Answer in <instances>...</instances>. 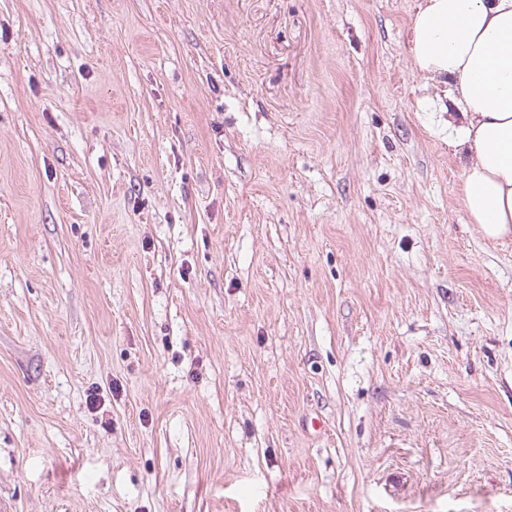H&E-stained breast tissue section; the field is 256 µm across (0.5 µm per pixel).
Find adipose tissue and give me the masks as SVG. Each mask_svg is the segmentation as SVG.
<instances>
[{
	"mask_svg": "<svg viewBox=\"0 0 512 512\" xmlns=\"http://www.w3.org/2000/svg\"><path fill=\"white\" fill-rule=\"evenodd\" d=\"M412 64L448 85L469 158L462 203L486 239L512 236V0H420Z\"/></svg>",
	"mask_w": 512,
	"mask_h": 512,
	"instance_id": "adipose-tissue-1",
	"label": "adipose tissue"
}]
</instances>
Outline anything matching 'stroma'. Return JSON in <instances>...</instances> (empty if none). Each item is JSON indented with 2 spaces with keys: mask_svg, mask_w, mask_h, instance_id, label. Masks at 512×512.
<instances>
[{
  "mask_svg": "<svg viewBox=\"0 0 512 512\" xmlns=\"http://www.w3.org/2000/svg\"><path fill=\"white\" fill-rule=\"evenodd\" d=\"M418 3L0 0L10 512H512V237Z\"/></svg>",
  "mask_w": 512,
  "mask_h": 512,
  "instance_id": "obj_1",
  "label": "stroma"
}]
</instances>
